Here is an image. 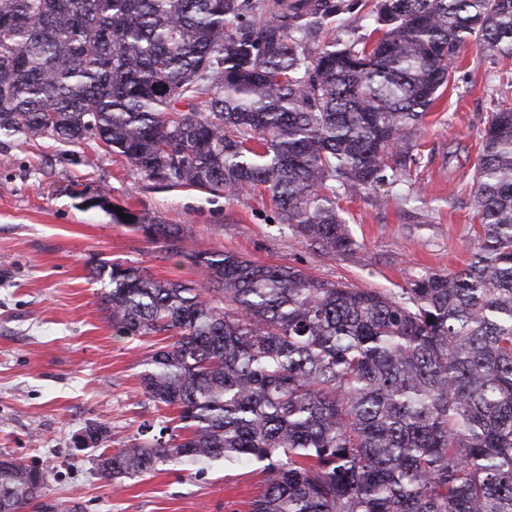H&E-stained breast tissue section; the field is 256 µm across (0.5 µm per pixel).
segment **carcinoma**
I'll return each instance as SVG.
<instances>
[{
	"instance_id": "1",
	"label": "carcinoma",
	"mask_w": 512,
	"mask_h": 512,
	"mask_svg": "<svg viewBox=\"0 0 512 512\" xmlns=\"http://www.w3.org/2000/svg\"><path fill=\"white\" fill-rule=\"evenodd\" d=\"M347 0H0V135L94 141L147 179L236 196L327 256L359 245L338 200L417 163L414 130L472 41L512 56V0H375L380 37L310 41ZM471 207L482 246L398 294L235 252L128 208L200 269L155 279L102 262L112 329L163 336L148 401L174 412L111 447L101 475L261 465L248 512H512V106L491 113ZM130 216L123 220L119 213ZM53 468L0 454V512H26Z\"/></svg>"
}]
</instances>
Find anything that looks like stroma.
<instances>
[{"label":"stroma","instance_id":"stroma-1","mask_svg":"<svg viewBox=\"0 0 512 512\" xmlns=\"http://www.w3.org/2000/svg\"><path fill=\"white\" fill-rule=\"evenodd\" d=\"M374 0L317 37L349 42L373 28ZM512 58L468 45L451 79L417 128V163L403 182L340 202L353 238L351 257L326 256L281 224L267 195L224 197L144 179L118 155L88 142L0 137V454L53 466L55 477L27 512H247L262 477L216 462L109 480L75 437L106 425L113 445L141 441V425L169 419L142 393L140 375L153 337L117 335L99 295L108 281L88 275L94 261L128 262L155 278L192 282L196 267L162 244L112 221L127 207L182 227L184 249L231 251L250 260L297 266L357 288L398 293L428 271L458 269L479 252L470 207L488 115L512 100ZM106 190L109 209L82 206L77 191Z\"/></svg>","mask_w":512,"mask_h":512}]
</instances>
